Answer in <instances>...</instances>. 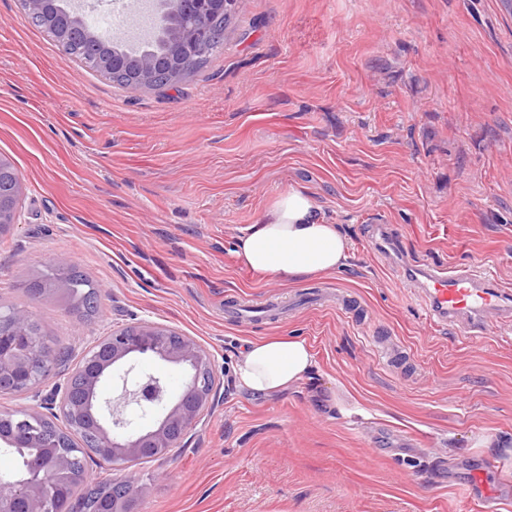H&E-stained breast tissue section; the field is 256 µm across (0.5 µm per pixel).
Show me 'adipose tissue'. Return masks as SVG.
<instances>
[{
	"label": "adipose tissue",
	"mask_w": 512,
	"mask_h": 512,
	"mask_svg": "<svg viewBox=\"0 0 512 512\" xmlns=\"http://www.w3.org/2000/svg\"><path fill=\"white\" fill-rule=\"evenodd\" d=\"M236 256L246 269L290 283L348 267L352 251L341 225L330 223L306 192L292 189L238 238ZM313 366L305 340L263 338L250 342L236 377L244 390L271 393L302 382Z\"/></svg>",
	"instance_id": "obj_1"
}]
</instances>
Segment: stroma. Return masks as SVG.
I'll return each mask as SVG.
<instances>
[{"label":"stroma","mask_w":512,"mask_h":512,"mask_svg":"<svg viewBox=\"0 0 512 512\" xmlns=\"http://www.w3.org/2000/svg\"><path fill=\"white\" fill-rule=\"evenodd\" d=\"M0 154L25 183L0 238V298L79 360L112 329L173 327L221 384L183 447L126 465L137 512H484L461 492L512 472V329L430 325L370 248L390 225L410 260L480 265L512 288V16L498 0H241L189 78L122 86L72 60L0 0ZM353 245L348 268L297 283L240 265L236 240L289 189ZM66 263L98 289L87 321L26 298ZM275 300L249 322L228 301ZM404 346L406 376L373 335ZM297 336L310 379L242 390L248 342ZM511 479V473L508 474L503 470L500 464L494 460H489L486 462L485 467L477 472L474 477V485L480 488L481 497L478 500L482 502L483 505H486L484 508L487 511H495L497 508L490 506L494 503V501H490L491 493L490 486L491 483L495 484V480H506Z\"/></svg>","instance_id":"1"}]
</instances>
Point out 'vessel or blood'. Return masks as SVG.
<instances>
[{
  "mask_svg": "<svg viewBox=\"0 0 512 512\" xmlns=\"http://www.w3.org/2000/svg\"><path fill=\"white\" fill-rule=\"evenodd\" d=\"M403 276L406 287L414 289L426 320L438 327L454 328L464 336H482L512 324V291L481 267L407 265ZM506 477L498 462L487 461L474 477L481 502L489 501L491 484Z\"/></svg>",
  "mask_w": 512,
  "mask_h": 512,
  "instance_id": "vessel-or-blood-1",
  "label": "vessel or blood"
}]
</instances>
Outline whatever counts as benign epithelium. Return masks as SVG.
Listing matches in <instances>:
<instances>
[{
  "mask_svg": "<svg viewBox=\"0 0 512 512\" xmlns=\"http://www.w3.org/2000/svg\"><path fill=\"white\" fill-rule=\"evenodd\" d=\"M32 19L50 31L63 51L74 40L96 41L91 28L66 0H23ZM240 0H159L147 47L122 54L112 50L96 60L114 81L152 86L160 75L178 82L192 74L213 47L214 18L228 17ZM25 185L20 173L0 161V234L21 220ZM149 355L179 365L185 373L181 394L171 399L165 380L154 374L129 379L132 368L119 375L121 393L103 399V378L127 359ZM50 387L42 405L53 418L19 408L0 414V446L28 449L24 467L0 476V512H50L51 492L67 490L80 478L76 453L67 437L87 431L99 448V463L111 470L128 461L169 457L199 423L216 396L218 385L210 354L194 339L150 320L112 329L96 343L95 351L73 366L60 365L56 353L45 349L34 334L26 308L0 311V394L27 395ZM145 414L158 412L149 426L134 428L126 414L129 404ZM144 487L128 479L112 480L107 492L109 512H135Z\"/></svg>",
  "mask_w": 512,
  "mask_h": 512,
  "instance_id": "7a95c632",
  "label": "benign epithelium"
}]
</instances>
